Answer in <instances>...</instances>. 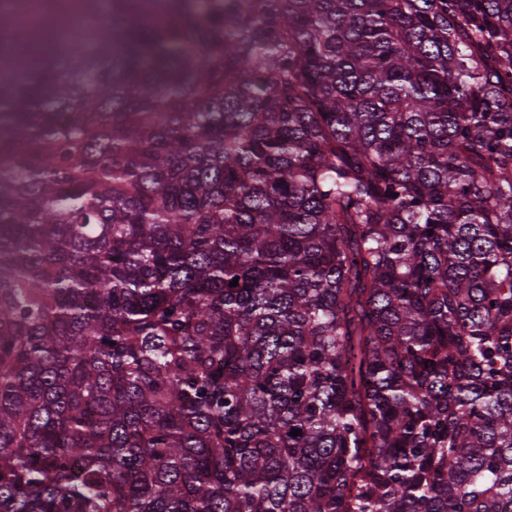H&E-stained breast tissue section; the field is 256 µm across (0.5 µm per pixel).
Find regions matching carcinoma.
<instances>
[{
	"instance_id": "1",
	"label": "carcinoma",
	"mask_w": 512,
	"mask_h": 512,
	"mask_svg": "<svg viewBox=\"0 0 512 512\" xmlns=\"http://www.w3.org/2000/svg\"><path fill=\"white\" fill-rule=\"evenodd\" d=\"M79 2L0 61V512H512V0Z\"/></svg>"
}]
</instances>
